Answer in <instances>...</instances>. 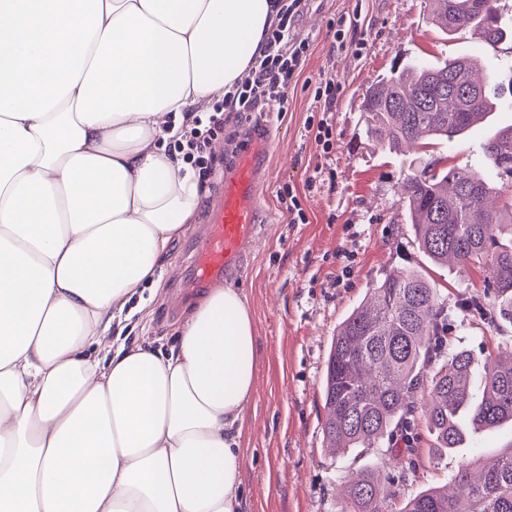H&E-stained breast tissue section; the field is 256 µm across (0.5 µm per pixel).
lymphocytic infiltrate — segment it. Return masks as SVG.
<instances>
[{"label": "lymphocytic infiltrate", "mask_w": 512, "mask_h": 512, "mask_svg": "<svg viewBox=\"0 0 512 512\" xmlns=\"http://www.w3.org/2000/svg\"><path fill=\"white\" fill-rule=\"evenodd\" d=\"M276 3L278 21L266 30L261 54L254 58L247 76L236 82L232 92L225 96L223 110L209 113L205 118L194 116L190 125L182 127L174 148L182 152L185 160L194 159L206 132L224 127L230 113L252 112L270 105L278 111H287L288 91L296 84L307 53L306 43L295 41L291 29L306 3L305 0H276Z\"/></svg>", "instance_id": "f902f5d3"}]
</instances>
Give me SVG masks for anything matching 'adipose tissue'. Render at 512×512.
Wrapping results in <instances>:
<instances>
[{
	"mask_svg": "<svg viewBox=\"0 0 512 512\" xmlns=\"http://www.w3.org/2000/svg\"><path fill=\"white\" fill-rule=\"evenodd\" d=\"M271 0H0V512H240L241 291L112 337L207 192L169 114L223 100Z\"/></svg>",
	"mask_w": 512,
	"mask_h": 512,
	"instance_id": "adipose-tissue-1",
	"label": "adipose tissue"
}]
</instances>
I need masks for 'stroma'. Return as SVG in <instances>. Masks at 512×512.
I'll list each match as a JSON object with an SVG mask.
<instances>
[{"mask_svg":"<svg viewBox=\"0 0 512 512\" xmlns=\"http://www.w3.org/2000/svg\"><path fill=\"white\" fill-rule=\"evenodd\" d=\"M344 20L347 46L337 49L330 21ZM297 40L309 45L295 87L288 91L287 111L267 107L229 120L209 137L196 169L210 195H217L227 162L249 140L259 119L270 125V179L261 196L268 215L240 276L232 280L246 297L260 338L257 383L245 411L241 435L242 512H342L340 485L353 471L377 461L374 450L352 448L333 454L322 432L325 417L322 380L331 340L339 324L392 269L420 270L448 304L482 292L485 273H461L433 265L414 241L405 219L400 185L412 170L436 158L463 167L482 163V145L490 129L512 125V112L493 113L487 126L464 137L413 151L395 159L365 135L361 112L371 82L410 58L434 61L466 52L482 58L501 84L512 81V42L487 46L469 34L448 38L426 18L424 0H308L295 23ZM368 49L355 55L354 43ZM331 77L342 85L326 118L332 126L329 152L305 134V123L319 111L313 84ZM292 188L306 215L291 223L280 194ZM200 225H191L172 246L159 285L146 286L151 312L129 338L169 334L196 292L187 288V266ZM462 346L484 352L512 344V323L488 324L461 315L451 332ZM507 430L486 432L480 449L461 448L440 463L431 459L430 438L421 434L422 466L401 487L411 495L450 483L458 465L477 453L493 457Z\"/></svg>","mask_w":512,"mask_h":512,"instance_id":"35a3bbf8","label":"stroma"}]
</instances>
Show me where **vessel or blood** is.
Listing matches in <instances>:
<instances>
[{
  "label": "vessel or blood",
  "mask_w": 512,
  "mask_h": 512,
  "mask_svg": "<svg viewBox=\"0 0 512 512\" xmlns=\"http://www.w3.org/2000/svg\"><path fill=\"white\" fill-rule=\"evenodd\" d=\"M270 147L266 125H259L210 206L209 220L192 255L193 284L207 288L239 276L247 249L265 222L260 193L268 177Z\"/></svg>",
  "instance_id": "vessel-or-blood-1"
}]
</instances>
